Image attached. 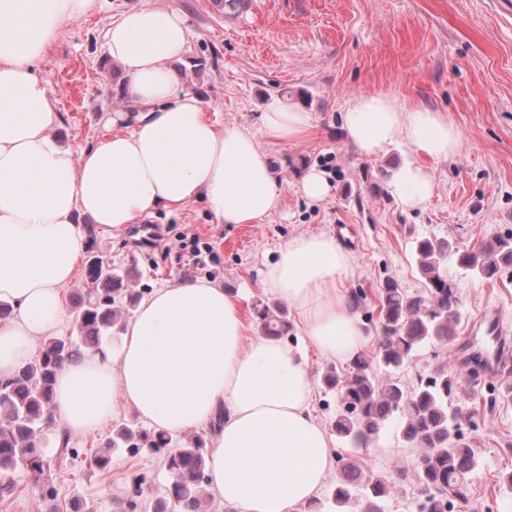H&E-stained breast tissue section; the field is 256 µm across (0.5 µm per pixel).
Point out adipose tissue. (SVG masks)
<instances>
[{
    "mask_svg": "<svg viewBox=\"0 0 512 512\" xmlns=\"http://www.w3.org/2000/svg\"><path fill=\"white\" fill-rule=\"evenodd\" d=\"M98 5L0 0V301L14 308L0 323V377L68 320L62 290L83 250L78 215L119 233L158 208L177 212L199 201L217 223L261 222L285 191L265 144L312 128L309 113L278 104L254 128L211 116L173 67L187 50V15L144 5L118 13L105 33L113 63L129 77L123 95L134 110L106 112L92 147L62 144L57 98L36 65L67 22ZM343 127L362 155L396 142L419 155L390 183L407 209L421 207L433 189L422 158H451L461 143L447 113L386 94L351 101ZM352 266L334 236L304 234L282 244L262 272L267 293L296 310L306 341L335 361L369 343L338 286ZM315 398L294 346L248 324L223 289L179 279L142 298L112 351H83L63 364L52 412L74 435L102 429L122 402L160 432L210 427L207 489L226 512H293L315 499L335 466Z\"/></svg>",
    "mask_w": 512,
    "mask_h": 512,
    "instance_id": "1",
    "label": "adipose tissue"
}]
</instances>
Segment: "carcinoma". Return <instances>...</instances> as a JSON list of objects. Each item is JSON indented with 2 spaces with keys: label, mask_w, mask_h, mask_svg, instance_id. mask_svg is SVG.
I'll use <instances>...</instances> for the list:
<instances>
[{
  "label": "carcinoma",
  "mask_w": 512,
  "mask_h": 512,
  "mask_svg": "<svg viewBox=\"0 0 512 512\" xmlns=\"http://www.w3.org/2000/svg\"><path fill=\"white\" fill-rule=\"evenodd\" d=\"M415 254L425 292L411 295L395 282L386 281L379 291L380 338L375 350L352 359L346 377L328 370L323 382L341 397L342 410L333 421L336 434L364 442L391 419L399 420L405 442L421 449L414 470L423 488L420 512H448V495H462L466 477L477 465L473 450L458 444L461 410L448 407L454 379L443 365L408 390L394 373L422 346L446 343L454 337L460 313L457 288L446 273L448 259L454 257L459 267L492 279L502 268L512 267V236L464 252L449 238L426 237L415 241ZM86 275L93 288L77 296L74 334L46 338L35 362L0 378V497L12 491L11 474L18 466L27 467L37 478L43 474L42 437L55 429L51 403L58 369L73 354L83 349L96 351L123 330L124 311L116 306V300L129 306L138 300L136 290L127 286L130 275L114 271L98 257L89 262ZM257 315L265 335L281 339L290 332L285 312L271 314L263 307ZM121 443L133 453L147 448L165 454L172 482L154 512H207L201 439L194 437L170 452L164 434L137 432L122 423L112 429L111 446ZM145 483L143 475L133 478L119 504L120 512H136ZM358 484L355 467L345 463L334 490L336 508L352 502L351 489ZM363 487L361 512H383L380 501L389 493L387 482L373 477Z\"/></svg>",
  "instance_id": "1"
}]
</instances>
